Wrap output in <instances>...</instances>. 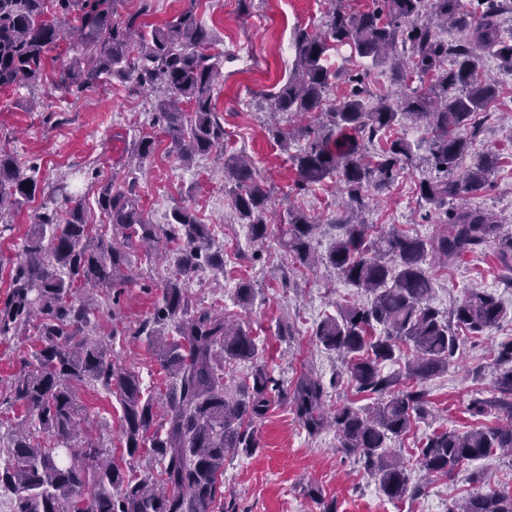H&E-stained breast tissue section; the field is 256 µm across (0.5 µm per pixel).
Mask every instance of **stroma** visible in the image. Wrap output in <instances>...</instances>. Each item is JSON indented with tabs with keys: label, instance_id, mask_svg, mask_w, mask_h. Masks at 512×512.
<instances>
[{
	"label": "stroma",
	"instance_id": "stroma-1",
	"mask_svg": "<svg viewBox=\"0 0 512 512\" xmlns=\"http://www.w3.org/2000/svg\"><path fill=\"white\" fill-rule=\"evenodd\" d=\"M190 6L212 33L210 51L220 59L214 103L224 123L227 146L250 157L272 189L265 244H254L247 225L233 217L224 188L223 157L213 152L183 166L167 139L151 125V96L129 93L107 80L62 100L50 84L19 83L0 88V147L13 153L23 168L32 169L37 190L31 200L0 218L5 223L0 230V302L9 292L10 271L21 259L30 226L51 189L65 187L82 200L87 223L98 224L102 221L97 202L101 183L110 180L119 188L131 185L149 223H168L174 208L187 206L201 223L223 226L224 269L205 268L196 274L188 285L193 305L248 323L258 338L262 362L285 385H293L311 369L323 381L328 406L345 400L357 408L367 406V399L347 397L335 387L342 365L335 354L316 346L313 328L342 305L367 303L369 294L349 286L332 267L293 264L280 240V218L288 206H298L315 218H330L341 204L340 187L328 180L296 194V168L266 129L263 95L291 71L293 32L322 29L328 4L326 0H252L244 10L238 0H152L145 21L158 26ZM481 70L497 82L499 96L489 114L478 117L481 134L473 154L497 153L501 161L490 184L467 203L498 213L506 220V231L512 232V74L503 72L489 51L482 55ZM393 133L412 144L416 165L376 196L366 221L433 236L439 215L420 207L416 195L418 180L432 174L425 162L429 134L410 123L396 125ZM146 135L155 141L153 152L140 166L129 167L132 150ZM430 271L434 285L430 302L441 312L452 309L467 289L482 288L496 294L506 314L489 334L464 340L447 372L423 383L425 417L392 443L407 458L432 431L490 428L506 420L495 410L478 418L466 410L471 396H491L494 349L512 339V288L500 282L493 249L451 262L444 269L431 266ZM243 278L256 288L252 304L246 307L235 297ZM156 298V292L132 284L103 295L100 313L105 328L115 333L113 360L135 368L143 387L155 393L164 390L165 375L146 344L131 333L150 316ZM282 324L291 328V335H279ZM79 403L97 436L107 447H118L121 409L115 396L85 386L79 390ZM257 429V453L224 460V506L229 512H322L330 503L336 512H448L454 500L477 491L512 490V457L497 454L466 464L450 479L430 478L411 468L410 480L419 486L418 495L392 502L355 457L338 451L335 430L308 435L289 403L274 402ZM314 486L321 492L317 501L307 494Z\"/></svg>",
	"mask_w": 512,
	"mask_h": 512
}]
</instances>
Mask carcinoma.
<instances>
[{
  "label": "carcinoma",
  "mask_w": 512,
  "mask_h": 512,
  "mask_svg": "<svg viewBox=\"0 0 512 512\" xmlns=\"http://www.w3.org/2000/svg\"><path fill=\"white\" fill-rule=\"evenodd\" d=\"M328 2L324 29L294 31L293 71L264 98L272 113L322 114L318 123L296 132L272 127L269 133L283 148L296 136L305 140L292 156L296 187L304 190L334 176L343 185L344 211L324 225L299 210L288 211L282 245L296 263L320 260L372 295L366 305H345L337 315L325 316L314 331L315 342L336 353L348 382L372 399L371 405L345 404L325 412L318 377L304 373L292 388L285 387L258 362L257 338L248 324L190 308L187 284L204 267L224 270V251L189 208H175L166 225L151 224L133 190L115 191L109 181L98 198L107 222L96 232L79 199L54 191L31 225L0 305L1 339L33 329L38 341L34 362L12 376L6 398L9 407L23 409L12 431L0 437V492L12 495L10 512H224L226 454L260 448L255 424L277 398L289 402L308 434L334 428L338 450L356 456L388 500L418 492L410 485L408 465L390 451L389 442L423 414L426 400L419 385L448 371L463 337L491 331L505 315L493 294L476 288L448 315L431 306L426 258L459 260L492 247L502 279L512 288V234L503 232L504 219L463 204L485 187L498 164L495 154L468 166L465 160L477 137L474 114L487 110L499 93L480 71V53L493 51L500 68L512 73V35L501 28L502 16L512 14V0H471L469 9L462 0H375L377 6L365 11L345 7L346 0ZM149 11L150 0H142L137 12L117 22L111 0H0V88L44 81L46 52L77 31L80 57L55 75L58 91L80 93L111 77L129 82L133 91L159 88L163 96L154 106L155 122L183 163L224 149V125L213 103L219 57L207 52L209 32L193 6L151 29L142 20ZM448 27L456 39L443 38ZM342 44L375 65L392 61L401 85L415 77L429 85L383 94L369 107L365 75L354 73L348 77L350 93L327 108L325 90L339 74L324 61L331 47ZM401 119L431 133L428 163L438 176L420 180L418 195L440 212L443 230L432 238L393 226L372 234L362 219L371 193L389 188L414 162L410 142L387 136ZM224 184L230 186L237 222L249 225L252 241H263L269 190L248 156L224 157ZM35 190L33 177L0 150V216ZM453 201L458 205L448 206ZM323 227L333 241L318 258L312 239ZM134 241L145 244L149 255L173 253V267L160 284L132 271L126 247ZM137 281L160 291L151 316L133 332L171 379L159 398L144 392L133 368L112 361L113 337L96 332L99 305L73 297L76 288H122ZM246 361L255 363L251 375L228 387L226 366ZM400 362L402 373H385L386 365ZM82 384L116 396L126 454H151L160 478L127 471L82 427L76 396ZM493 389L492 398L475 397L467 409L481 416L493 408L506 414L508 423L432 433L415 451L427 474L449 478L468 462L512 452V339L497 345ZM159 399L168 408L162 434L153 429ZM448 512H512V491L476 492Z\"/></svg>",
  "instance_id": "cac0c4a2"
}]
</instances>
